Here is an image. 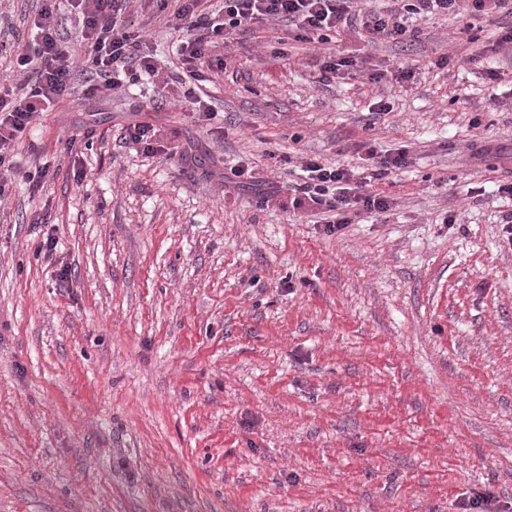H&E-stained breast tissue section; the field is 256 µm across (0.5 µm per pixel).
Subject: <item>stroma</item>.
Listing matches in <instances>:
<instances>
[{
    "label": "stroma",
    "instance_id": "obj_1",
    "mask_svg": "<svg viewBox=\"0 0 512 512\" xmlns=\"http://www.w3.org/2000/svg\"><path fill=\"white\" fill-rule=\"evenodd\" d=\"M36 7L0 0V57ZM129 22L177 67L154 0ZM411 26L237 33L223 72L177 87L220 131L145 79L23 134L16 166L50 173L0 202V512H462L483 489L512 512V58L492 50L512 15ZM329 54L356 70L319 81ZM134 116L172 157L125 142ZM371 147L410 163L371 184L387 212L338 234L222 178L281 187Z\"/></svg>",
    "mask_w": 512,
    "mask_h": 512
}]
</instances>
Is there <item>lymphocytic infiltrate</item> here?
<instances>
[{
  "label": "lymphocytic infiltrate",
  "instance_id": "obj_1",
  "mask_svg": "<svg viewBox=\"0 0 512 512\" xmlns=\"http://www.w3.org/2000/svg\"><path fill=\"white\" fill-rule=\"evenodd\" d=\"M133 0H73L81 32L79 46H72L61 33L57 0H39L33 39L18 44L10 70L13 83L0 82V199L7 195L15 174L14 152L23 133L74 89L88 99H104L123 93L141 76L157 77L162 68L157 59L143 52V40L134 33L125 14ZM168 28L179 32L178 53L186 76L202 82L210 73L226 68L225 49L232 34L268 21L294 27L302 41H327L331 32L361 27L369 39L404 41L413 37L408 25L412 15L426 17L448 13L458 0H395L390 14L359 12L358 0H223L211 10L203 0H156ZM373 167L367 176L334 168L311 157L303 160L301 183L275 191L263 190V178L245 165L230 169L231 181L254 190L258 206L277 205L282 210L310 208L326 214L325 229L337 233L351 222L353 214L386 212L385 197L370 192L371 181L381 179L393 167L409 162L407 150L379 154L368 149Z\"/></svg>",
  "mask_w": 512,
  "mask_h": 512
}]
</instances>
